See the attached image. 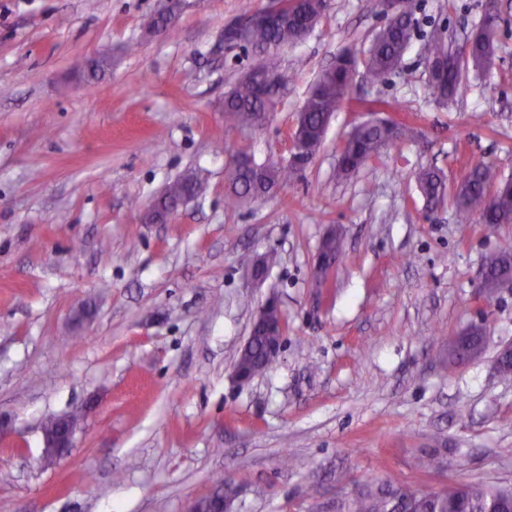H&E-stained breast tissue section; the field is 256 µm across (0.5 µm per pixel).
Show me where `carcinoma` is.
Here are the masks:
<instances>
[{
  "mask_svg": "<svg viewBox=\"0 0 512 512\" xmlns=\"http://www.w3.org/2000/svg\"><path fill=\"white\" fill-rule=\"evenodd\" d=\"M306 21H290L275 29L253 28L245 34L242 45L254 50L256 61L249 75L239 80L224 96V114L240 130L254 129L261 113L275 112L277 89L268 86L266 75L276 68L278 55L304 40L309 26L320 23L323 0H307ZM386 24L371 40L364 69L370 82L379 83L395 72L413 31V19L397 24L386 16ZM497 53L495 27L485 26L464 45L453 50L443 41L433 40L428 45L429 57L448 56V60L463 61L475 70H484ZM349 72L334 65L317 79L300 108V126L311 139L319 137L328 119L348 97ZM407 122L392 126L373 124L357 129L354 136L346 138L339 146L337 175L345 178L355 174L362 166L380 155L381 149L393 145L413 134ZM297 170L276 159L247 164L229 171L230 198L238 206L270 195L276 188L289 184ZM421 194L433 205L441 204L447 195V185L440 171L422 169L416 175ZM205 184L193 172H187L169 183L158 196L157 202L167 205L191 192L203 194ZM458 208L475 214L478 220L490 227L512 222V183L501 177L490 165L479 162L468 169L456 189ZM512 272V246L508 245L486 259V276L496 279ZM268 340L266 336L254 339V354L238 357L237 366L257 376L267 371L274 360L261 359ZM214 492L222 496L224 509L234 507L238 485L231 477L218 478ZM512 498V487L503 482L464 483L448 485L441 491L416 493L391 486L366 484L354 493L340 499L336 512H498L502 504Z\"/></svg>",
  "mask_w": 512,
  "mask_h": 512,
  "instance_id": "1",
  "label": "carcinoma"
}]
</instances>
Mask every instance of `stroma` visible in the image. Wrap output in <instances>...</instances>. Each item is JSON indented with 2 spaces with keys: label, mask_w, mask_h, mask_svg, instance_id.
<instances>
[{
  "label": "stroma",
  "mask_w": 512,
  "mask_h": 512,
  "mask_svg": "<svg viewBox=\"0 0 512 512\" xmlns=\"http://www.w3.org/2000/svg\"><path fill=\"white\" fill-rule=\"evenodd\" d=\"M246 2L267 0H0V512H186L224 476L239 484L234 512H336L367 483L512 482V379L495 364L512 291L480 288L512 224L489 229L450 199L430 208L416 183L433 166L456 187L477 162L512 177V0L494 65L463 68L447 100L423 47L463 43L485 0H415L399 69L378 85L356 69L314 161L234 207L225 145L285 155L309 87L386 22L378 0H331L278 58L277 112L240 132L224 95L253 53L226 50L224 24ZM172 3L179 20L155 37L147 24ZM94 56L109 67L74 71ZM376 114L415 135L338 177L337 146ZM189 170L206 193L142 223ZM333 226L345 254L316 288ZM270 252L254 282L242 256ZM272 295L288 324L278 360L237 384ZM472 325L484 352L449 366V339ZM74 411L75 448L43 459L42 421Z\"/></svg>",
  "instance_id": "stroma-1"
}]
</instances>
